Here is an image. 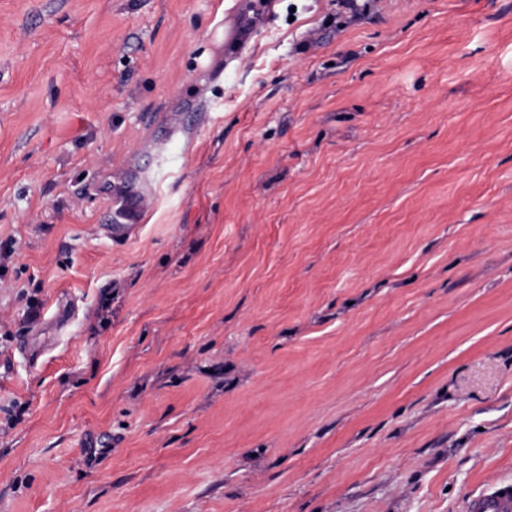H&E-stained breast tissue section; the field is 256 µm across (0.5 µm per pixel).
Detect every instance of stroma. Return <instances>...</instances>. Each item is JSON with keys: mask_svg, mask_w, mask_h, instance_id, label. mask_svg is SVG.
I'll use <instances>...</instances> for the list:
<instances>
[{"mask_svg": "<svg viewBox=\"0 0 512 512\" xmlns=\"http://www.w3.org/2000/svg\"><path fill=\"white\" fill-rule=\"evenodd\" d=\"M0 243V512H464L512 0H0Z\"/></svg>", "mask_w": 512, "mask_h": 512, "instance_id": "stroma-1", "label": "stroma"}]
</instances>
